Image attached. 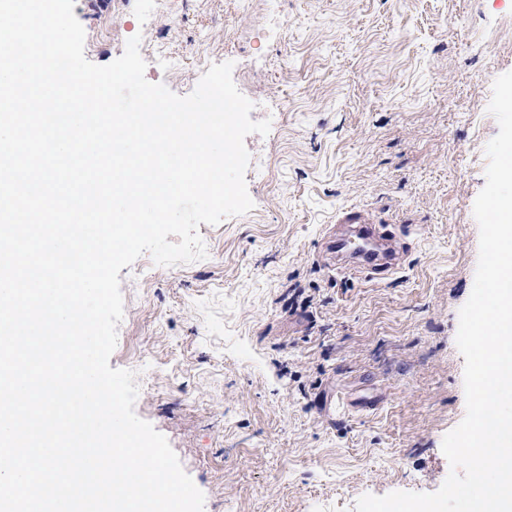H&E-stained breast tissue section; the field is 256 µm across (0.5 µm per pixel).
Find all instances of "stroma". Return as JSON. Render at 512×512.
<instances>
[{"instance_id": "obj_1", "label": "stroma", "mask_w": 512, "mask_h": 512, "mask_svg": "<svg viewBox=\"0 0 512 512\" xmlns=\"http://www.w3.org/2000/svg\"><path fill=\"white\" fill-rule=\"evenodd\" d=\"M85 56L135 35L145 76L190 94L234 64L251 100L253 209L200 224L206 259L119 273L109 365L134 371L204 512H355L432 493L466 412L459 310L474 285L487 110L512 71V0H75ZM399 237L373 278L319 260L338 214Z\"/></svg>"}]
</instances>
